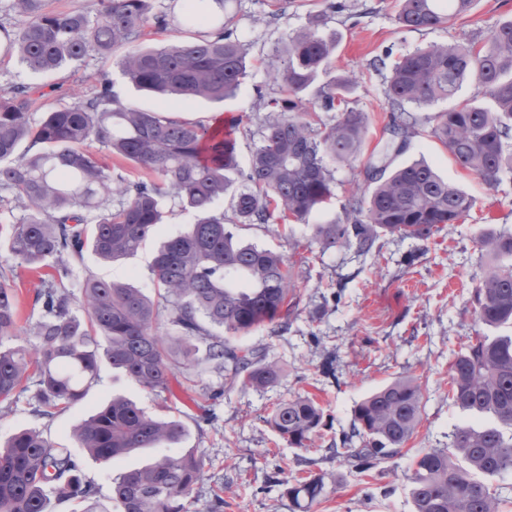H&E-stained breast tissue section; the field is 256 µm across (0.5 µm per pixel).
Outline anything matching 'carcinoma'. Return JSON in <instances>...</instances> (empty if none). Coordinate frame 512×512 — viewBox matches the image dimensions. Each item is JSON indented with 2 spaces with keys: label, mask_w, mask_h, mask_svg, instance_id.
<instances>
[{
  "label": "carcinoma",
  "mask_w": 512,
  "mask_h": 512,
  "mask_svg": "<svg viewBox=\"0 0 512 512\" xmlns=\"http://www.w3.org/2000/svg\"><path fill=\"white\" fill-rule=\"evenodd\" d=\"M227 2L182 0L179 14L172 15L151 12L149 0H99L91 17L48 13L43 0H12L25 23L0 24V48L40 74L122 48L119 67L135 88L165 100L222 102L237 93L248 68L245 44L224 19ZM474 2L400 0L396 21L410 29L433 28L469 12ZM325 4L312 25L290 40L285 56L270 63L278 90L260 97L268 116L243 173L240 118L205 125L139 109L122 102L103 77L74 104L47 107L34 125L29 87L0 93V193L23 211L4 245L22 267L53 270L40 280L36 296L42 313L34 332L41 345L32 362L12 345L17 299L14 288L0 281V401L27 389L31 366L37 402L62 410L85 398L104 362L149 392L167 390L173 366L192 365L200 352L225 372L231 388H260L278 377L277 363L232 340L270 325L285 327L301 271L282 253L239 241L229 225L306 220L335 196L329 163L349 165L361 156L369 116L352 106L355 82L339 77L314 87L336 51V38L323 35L321 27L327 12L345 8L340 0ZM170 28L192 37L159 48L139 45L147 30ZM372 69L389 70V138L364 165L368 192L346 199V223L315 225L324 250L354 246L367 253L387 235L427 242L440 225L466 218L475 207L470 195L423 160L388 171V153L401 152L419 134L409 105L450 99L461 84L474 82L486 102L439 112L431 135L491 189L503 170L512 169V19L479 48L469 41L432 44L389 64L379 56ZM93 141L141 176L117 173L85 152L83 145ZM226 196L230 218L218 209ZM169 203L194 212L196 221L158 245L149 266L157 301L130 284L90 276L81 297L74 296L68 280L86 250L112 263L136 254L163 224ZM477 241L496 263L475 289L483 332L451 362L448 399L487 421L460 425L448 447L417 456L408 477L414 512H499L483 478L512 470V233L481 231ZM163 312L170 332L161 336L156 324ZM422 400L421 385L408 378L373 391L354 405L351 429L336 455L360 470L393 458L416 433ZM268 424L289 446L305 448L323 426V409L299 395L277 404ZM185 435L180 420L150 415L115 395L81 420L72 440L109 463L136 450L177 444ZM203 474L204 462L191 450L158 453L113 478L112 496L103 503L70 449L21 429L0 448V512H49L53 500L76 502L81 512H183L182 501ZM327 493L321 475L288 488L300 512Z\"/></svg>",
  "instance_id": "carcinoma-1"
}]
</instances>
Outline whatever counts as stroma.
I'll return each mask as SVG.
<instances>
[{
  "label": "stroma",
  "instance_id": "35a3bbf8",
  "mask_svg": "<svg viewBox=\"0 0 512 512\" xmlns=\"http://www.w3.org/2000/svg\"><path fill=\"white\" fill-rule=\"evenodd\" d=\"M350 11L330 16L324 34H339L330 69L319 83L349 75L357 80L352 95L358 108L370 116L363 154L381 149L388 138L385 74L373 72L377 55L400 56L433 43L460 39L486 41L499 22L512 18V0H475L471 11L455 25L421 30L399 27L396 0H347ZM270 0H233V28L248 47L250 65L234 97L223 102L198 101L171 105L169 116L187 121L211 122L220 114L244 119L239 136V161L248 164L261 142L263 118L260 95L275 85L268 65L282 54L288 39L308 28L323 9L322 0H288L278 16H271ZM107 76L128 102L151 108L145 96L123 77L116 59L92 58L41 77L25 70L17 58L0 56V90L16 85L48 84L49 104L68 106L88 94L97 78ZM444 103L412 107L421 130L405 150L392 156V166L426 160L449 182L476 201L471 218L442 225L424 244L386 237L373 252L355 248L324 251L313 239L317 224L343 223V204L366 188L362 162L334 166L336 197L331 204L303 222L239 225L237 237L245 242L291 256L304 271L296 293L300 301L288 317V326H271L239 337V344L259 348L277 362L280 373L260 388L226 389L223 374L206 364L177 366L169 391L141 390L109 366L83 401L53 416L41 415L33 391L16 394L0 404V443L18 430L37 428L53 443H70L73 426L90 410L122 393L149 413L171 415L186 427L183 447L193 449L205 463L203 479L186 501L183 512H293L289 486L311 475H324L328 494L312 512H413L407 477L413 458L421 452L447 447L465 415L448 402V367L466 349L475 333L474 287L492 255L476 243L479 231L512 230V171L501 173L497 189H489L472 172L458 166L441 143L427 136L433 118ZM156 247L146 245L134 257L111 264L85 253L69 283L80 294L87 276L120 280L155 296L148 266ZM0 275L17 290L19 319L17 343L29 357L40 348L33 328L40 316L34 303L36 274L19 267L0 250ZM398 377L419 380L424 401L415 436L390 461L363 472L337 457L334 442L348 430L352 409L373 390ZM307 395L324 410V425L309 448H292L271 429L266 419L276 404ZM86 480L101 496H109L117 474L138 467L144 456L131 455L103 464L89 456L80 458ZM223 507H216V499Z\"/></svg>",
  "mask_w": 512,
  "mask_h": 512
}]
</instances>
